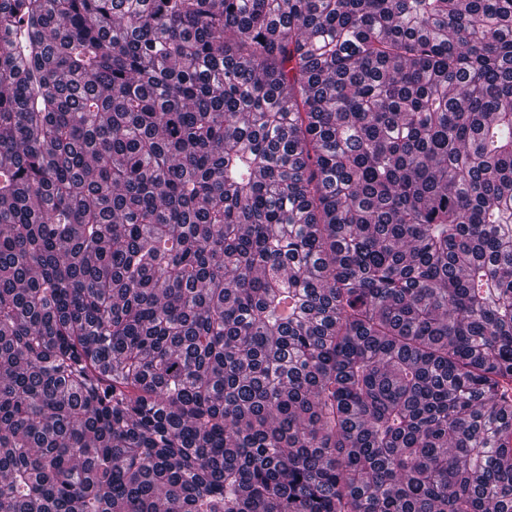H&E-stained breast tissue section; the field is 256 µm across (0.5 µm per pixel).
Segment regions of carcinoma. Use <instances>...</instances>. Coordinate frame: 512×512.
<instances>
[{
    "label": "carcinoma",
    "mask_w": 512,
    "mask_h": 512,
    "mask_svg": "<svg viewBox=\"0 0 512 512\" xmlns=\"http://www.w3.org/2000/svg\"><path fill=\"white\" fill-rule=\"evenodd\" d=\"M0 512H512V0H0Z\"/></svg>",
    "instance_id": "1"
}]
</instances>
